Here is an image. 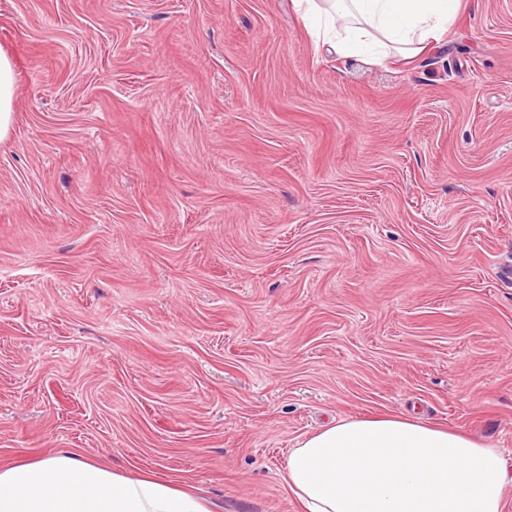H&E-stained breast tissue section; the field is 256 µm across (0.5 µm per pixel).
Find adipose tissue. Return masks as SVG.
<instances>
[{"label":"adipose tissue","instance_id":"ef3b65f1","mask_svg":"<svg viewBox=\"0 0 512 512\" xmlns=\"http://www.w3.org/2000/svg\"><path fill=\"white\" fill-rule=\"evenodd\" d=\"M340 55L411 58L437 44L459 0H294ZM303 512H506L501 449L405 416L337 421L290 450L284 474ZM0 512H211L167 479H135L65 452L0 466Z\"/></svg>","mask_w":512,"mask_h":512}]
</instances>
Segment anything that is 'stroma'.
Masks as SVG:
<instances>
[{"label": "stroma", "mask_w": 512, "mask_h": 512, "mask_svg": "<svg viewBox=\"0 0 512 512\" xmlns=\"http://www.w3.org/2000/svg\"><path fill=\"white\" fill-rule=\"evenodd\" d=\"M0 464L301 512L288 452L419 416L512 454V0L376 63L292 0H0ZM15 97V67L13 59L0 50V141L13 125Z\"/></svg>", "instance_id": "obj_1"}]
</instances>
